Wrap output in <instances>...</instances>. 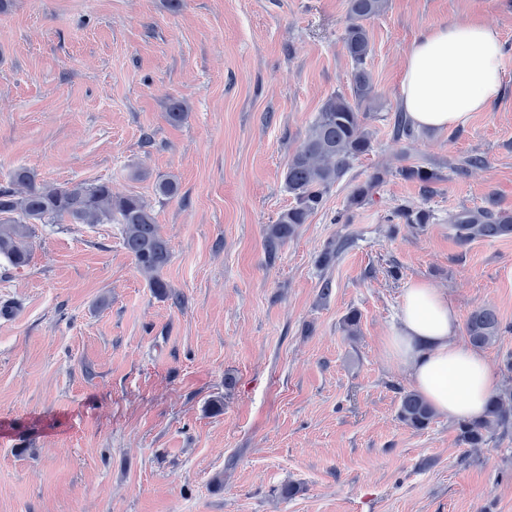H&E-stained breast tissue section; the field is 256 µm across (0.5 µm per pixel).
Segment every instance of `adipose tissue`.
I'll return each mask as SVG.
<instances>
[{
    "mask_svg": "<svg viewBox=\"0 0 512 512\" xmlns=\"http://www.w3.org/2000/svg\"><path fill=\"white\" fill-rule=\"evenodd\" d=\"M502 56L499 32L480 22L431 28L406 55L400 110L419 127L465 125L502 94ZM458 330L447 295L416 282L403 296L385 347L436 411L453 419L477 418L497 379L484 353L458 341Z\"/></svg>",
    "mask_w": 512,
    "mask_h": 512,
    "instance_id": "obj_1",
    "label": "adipose tissue"
}]
</instances>
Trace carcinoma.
<instances>
[{
  "label": "carcinoma",
  "mask_w": 512,
  "mask_h": 512,
  "mask_svg": "<svg viewBox=\"0 0 512 512\" xmlns=\"http://www.w3.org/2000/svg\"><path fill=\"white\" fill-rule=\"evenodd\" d=\"M386 3L387 0H349L350 22L344 46L353 63L351 97H328L299 147L288 158L284 184L293 204L267 227L266 246L272 251L284 245L301 225L324 208L330 189L346 175L351 163L371 151L367 109L376 92L366 67L372 46L364 22L381 14ZM393 131L398 139L415 137L410 121L401 114L394 117ZM398 174L418 183L425 192L441 180L436 170L422 165L403 166ZM382 180V174L376 173L356 184L349 196V207L365 204ZM64 218L73 224L121 225L123 245L137 270L156 292L166 293L159 273L170 261L171 251L168 240L159 232L152 207L137 195H112L105 182H39L25 167L12 171L9 185L0 188V257L17 267L26 265L31 255L29 225ZM393 218L400 224L423 227L431 223L433 215L422 207L401 205ZM448 224L463 243L491 240L512 234V213L492 207L463 209L450 214ZM344 247L343 242L329 243L319 255V265H332ZM465 331L471 346L482 349L495 344L504 328L494 308L484 306L470 315ZM435 416V409L418 392L409 390L402 394L398 418L404 425L423 430ZM456 430L458 441L469 448H481L494 438L512 434V387L499 389L491 396L481 418L461 420Z\"/></svg>",
  "instance_id": "carcinoma-1"
}]
</instances>
